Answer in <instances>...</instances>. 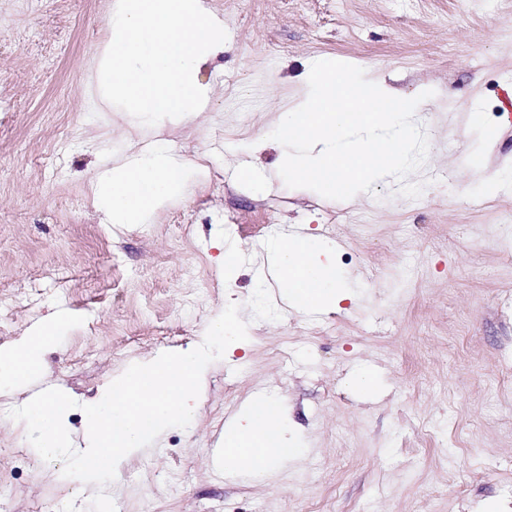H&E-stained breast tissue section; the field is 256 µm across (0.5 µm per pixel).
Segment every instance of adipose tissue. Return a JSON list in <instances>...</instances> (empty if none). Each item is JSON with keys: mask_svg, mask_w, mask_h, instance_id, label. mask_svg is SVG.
I'll list each match as a JSON object with an SVG mask.
<instances>
[{"mask_svg": "<svg viewBox=\"0 0 512 512\" xmlns=\"http://www.w3.org/2000/svg\"><path fill=\"white\" fill-rule=\"evenodd\" d=\"M186 168L167 147L106 167L93 193L111 223L137 224L171 197L179 194ZM273 267L291 307L339 306L347 295L339 283L330 248L319 238L306 236L273 243ZM70 324L68 316L55 314L34 324L17 343L0 349V390L38 374L44 356L56 347ZM224 446L227 467L249 459L255 471H265L272 461H288L298 454L290 441L279 403L258 399L250 403L227 429Z\"/></svg>", "mask_w": 512, "mask_h": 512, "instance_id": "obj_1", "label": "adipose tissue"}]
</instances>
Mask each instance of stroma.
I'll return each mask as SVG.
<instances>
[{
  "mask_svg": "<svg viewBox=\"0 0 512 512\" xmlns=\"http://www.w3.org/2000/svg\"><path fill=\"white\" fill-rule=\"evenodd\" d=\"M111 2L0 0V346L54 312L73 319L43 376L0 392V512H512V124L499 118L512 0H201L227 32L195 71L211 96L152 127L100 97ZM321 59L397 94L433 90L410 176L423 197L392 177L346 201L285 185L269 135ZM475 109L496 137L471 125ZM160 140L187 165L182 192L143 223H107L103 160ZM305 235L336 248L339 309L282 298L267 244ZM231 303L247 341L206 367L190 425L111 483L57 479L10 418L60 389L82 445L84 404L129 365L200 345ZM358 372L369 391L351 386ZM258 394L281 402L300 455L264 473L212 467Z\"/></svg>",
  "mask_w": 512,
  "mask_h": 512,
  "instance_id": "1",
  "label": "stroma"
}]
</instances>
